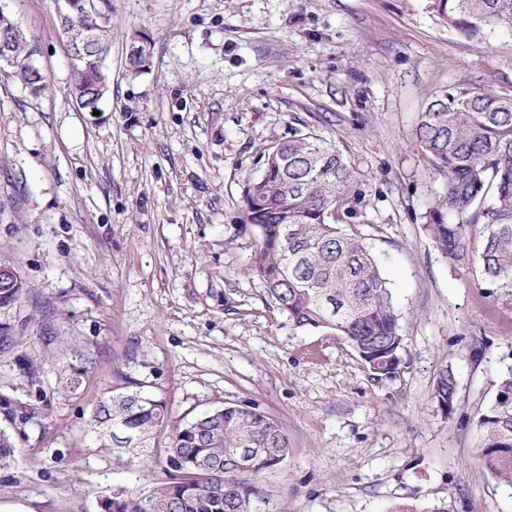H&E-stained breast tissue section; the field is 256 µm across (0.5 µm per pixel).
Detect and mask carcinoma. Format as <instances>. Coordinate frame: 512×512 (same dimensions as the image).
Returning <instances> with one entry per match:
<instances>
[{
    "instance_id": "obj_1",
    "label": "carcinoma",
    "mask_w": 512,
    "mask_h": 512,
    "mask_svg": "<svg viewBox=\"0 0 512 512\" xmlns=\"http://www.w3.org/2000/svg\"><path fill=\"white\" fill-rule=\"evenodd\" d=\"M430 9L468 40L486 27L512 30V0H430ZM98 19L71 13L62 28L69 42L85 44ZM0 43L13 45L7 73L36 95L48 89L24 31L0 14ZM111 39H101L73 63L71 97L90 112L98 109L110 84L101 56ZM415 144L447 178L442 199L427 216V231L438 250L455 262L472 255L471 223L449 215L469 210L483 219L478 253L482 281L512 298V96L452 88L435 96L419 113ZM267 148L262 176L245 189L247 223L258 234L247 273L258 277L272 304L297 329L340 336L358 353L371 378L393 379L402 365L400 317L389 281L351 218L348 187L353 172L335 144L309 132ZM0 283V307L19 299L17 270ZM456 379L443 369L436 382L438 405L452 408ZM485 469L512 486V367L500 375L493 403L478 419ZM93 444L115 464L155 463L152 439L170 428L161 463L166 479L149 493L122 491L100 502L101 512H252L259 495L252 479L278 468L287 458L288 438L269 416L245 403H227L191 420L174 421L165 401L127 386H114L92 409ZM244 448H256L250 467L237 465ZM12 437L0 431V468L16 457Z\"/></svg>"
}]
</instances>
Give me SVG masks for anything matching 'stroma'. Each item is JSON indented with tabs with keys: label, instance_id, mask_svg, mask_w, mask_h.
Here are the masks:
<instances>
[{
	"label": "stroma",
	"instance_id": "35a3bbf8",
	"mask_svg": "<svg viewBox=\"0 0 512 512\" xmlns=\"http://www.w3.org/2000/svg\"><path fill=\"white\" fill-rule=\"evenodd\" d=\"M48 79L0 72V261L23 289L0 309V512H100L161 465L117 467L86 433L112 386L174 418L246 402L288 438L257 512H512L480 456L478 418L512 367V299L425 228L446 178L415 146L417 115L460 86L512 96V31L470 42L429 0H112L98 112L70 96L56 0H0ZM150 59L129 72L134 38ZM331 140L353 172L354 223L390 282L402 365L373 381L342 338L300 330L246 268L244 188L289 132ZM95 358L82 373L85 357ZM456 398H434L443 368Z\"/></svg>",
	"mask_w": 512,
	"mask_h": 512
}]
</instances>
